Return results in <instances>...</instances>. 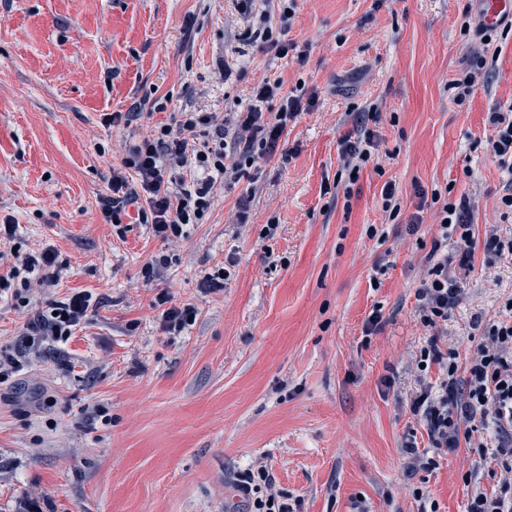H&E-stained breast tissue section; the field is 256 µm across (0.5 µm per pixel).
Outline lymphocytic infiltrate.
Wrapping results in <instances>:
<instances>
[{
  "label": "lymphocytic infiltrate",
  "mask_w": 512,
  "mask_h": 512,
  "mask_svg": "<svg viewBox=\"0 0 512 512\" xmlns=\"http://www.w3.org/2000/svg\"><path fill=\"white\" fill-rule=\"evenodd\" d=\"M296 0H240L241 8L253 18L250 35L262 49L276 57L296 52L305 60L296 42L288 37V22ZM317 93L304 85L284 90L281 79H263L248 99H234L220 112L182 110L173 123L155 126L150 135L130 148L120 169L112 173V193L102 203V217L112 224L120 220L129 204H138V220L150 225L161 239L182 236L185 226L203 223L215 203L217 180L238 183L248 169L274 157L289 121L312 111ZM376 114L361 109L353 115V128L338 142L342 167L347 174L341 189L351 199L355 176L375 163L377 134L371 124ZM493 130L490 148L509 179L502 204L512 209V106L489 112ZM419 198H430L438 206L439 228L432 239L428 258L432 265L417 292L418 315L423 326L436 327L447 321L449 309L462 295L458 270L468 269L476 248L499 258H512V241H502L496 233L486 234L475 243L471 208L467 198L453 201L440 191H419ZM56 254H16L6 274H0V292L27 291L31 283L49 288L58 275L53 268ZM91 297L77 292L56 302L55 313L25 327L29 344L50 338L68 339L74 327L84 320ZM490 343L479 348L466 367H458L455 355L443 350L437 337H430L417 362L419 371L439 366L446 378L439 388L421 385L411 400L410 410L423 422L429 440V453L419 452L414 443L404 450L416 467L431 470L436 455L458 448L471 440L467 424L479 421L495 445L497 465L512 474V320L485 326ZM265 485V497L254 498L249 512H293L285 498L272 492L273 478L266 468L241 476L239 487L252 493Z\"/></svg>",
  "instance_id": "1"
}]
</instances>
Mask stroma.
Listing matches in <instances>:
<instances>
[{
  "label": "stroma",
  "mask_w": 512,
  "mask_h": 512,
  "mask_svg": "<svg viewBox=\"0 0 512 512\" xmlns=\"http://www.w3.org/2000/svg\"><path fill=\"white\" fill-rule=\"evenodd\" d=\"M478 13V0H297L288 37L307 52L301 64L249 40L236 0H0V219L18 222L17 249L54 250L61 266L28 306L0 294V344L24 351L22 371L0 384V512L24 498L42 512H245L238 477L260 465L295 512H420L416 488L436 512H466L471 492L498 488L473 446L430 471L402 451L409 439L428 446L410 404L431 334L416 293L437 226L416 188L467 197L476 240L512 237L486 121L512 104V32L467 42L461 25ZM470 50L497 61L459 104L451 82ZM221 59L246 79L221 80ZM272 74L318 104L204 223L170 242L133 206L120 227L104 222L130 144L179 109L222 111ZM164 96L171 104L154 111ZM371 104L385 173L364 169L346 202L324 185L350 111ZM134 105L140 119L109 123ZM388 180L403 215L422 214L418 232L383 212ZM162 254L163 277L146 282L144 265ZM228 259L223 290L204 291V274ZM163 290L197 310L182 332L160 325ZM76 292L92 297L86 321L24 350L23 325ZM511 299L512 262L476 249L442 347L466 363L485 341L475 321L507 319ZM376 309L383 325L365 334Z\"/></svg>",
  "instance_id": "stroma-1"
}]
</instances>
